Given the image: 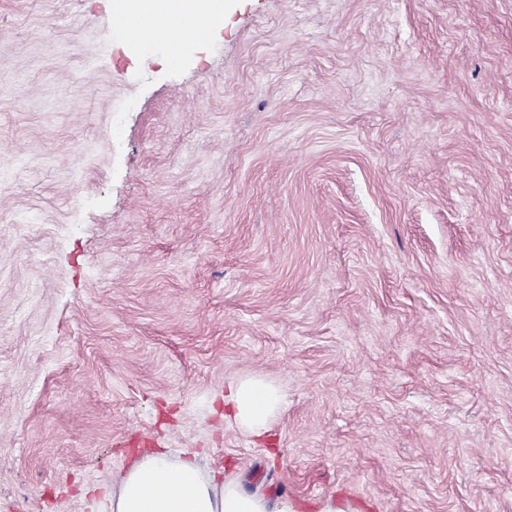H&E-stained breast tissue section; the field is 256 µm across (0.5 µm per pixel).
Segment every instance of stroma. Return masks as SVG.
<instances>
[{"mask_svg":"<svg viewBox=\"0 0 512 512\" xmlns=\"http://www.w3.org/2000/svg\"><path fill=\"white\" fill-rule=\"evenodd\" d=\"M0 512L146 452L271 502L512 512V0H226L180 52L0 0ZM260 376L262 436L213 411Z\"/></svg>","mask_w":512,"mask_h":512,"instance_id":"obj_1","label":"stroma"}]
</instances>
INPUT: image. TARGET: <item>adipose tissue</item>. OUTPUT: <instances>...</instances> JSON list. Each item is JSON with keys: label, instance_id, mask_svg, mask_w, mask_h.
<instances>
[{"label": "adipose tissue", "instance_id": "ef3b65f1", "mask_svg": "<svg viewBox=\"0 0 512 512\" xmlns=\"http://www.w3.org/2000/svg\"><path fill=\"white\" fill-rule=\"evenodd\" d=\"M224 0H115V19L134 41L180 48L187 39H206L224 24ZM224 410L253 432L265 429L281 397L270 384L244 378L225 385ZM96 512H298L296 501L269 503L246 492L236 477L204 469L192 452L144 454L121 473L115 489H101Z\"/></svg>", "mask_w": 512, "mask_h": 512}]
</instances>
